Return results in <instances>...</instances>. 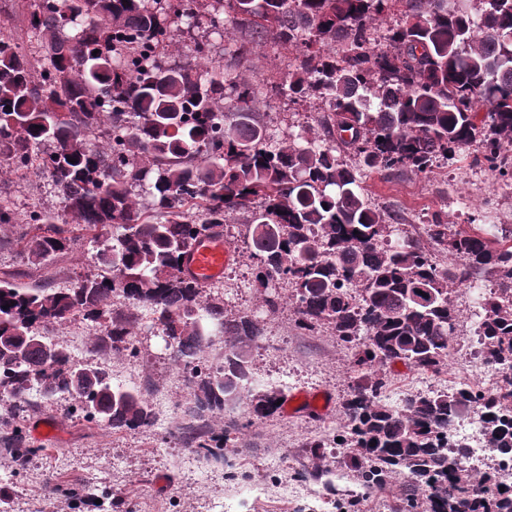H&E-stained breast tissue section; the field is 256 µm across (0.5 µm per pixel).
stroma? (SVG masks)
<instances>
[{"label":"stroma","mask_w":512,"mask_h":512,"mask_svg":"<svg viewBox=\"0 0 512 512\" xmlns=\"http://www.w3.org/2000/svg\"><path fill=\"white\" fill-rule=\"evenodd\" d=\"M171 35L162 52L166 63L191 61L195 42L204 39L213 45L215 60L233 65L257 85L277 76L295 57L294 51L271 40L237 55L243 33L229 23L217 31L203 22L191 25L178 20ZM257 108L275 137L288 124L299 135H314L320 117L328 111L315 97L294 104L284 97L262 95ZM361 186L373 205L386 209L393 223L405 225L415 239L425 240L424 228L435 218L477 232L493 226L499 236L512 238V185L494 177L477 146L428 174L386 177L364 172ZM0 195L13 203L22 224L34 207L55 214L62 210L49 174L36 166L19 174L0 168ZM240 231L237 224L224 227V237L236 247L239 258L214 288L223 293L225 307L262 317L264 334L246 348L251 365L248 388L225 402L218 419L219 424L234 426L229 466L185 472L183 462L190 449L178 429L195 383L190 369L171 358L167 338L150 311L139 312L132 353H92L95 327L79 318L50 330L59 341L78 339L74 362L104 364L114 383L149 389L151 405L166 406L168 413L150 430L115 432L104 422L87 420L69 395L40 399L37 412L21 414L18 420L36 450L27 465L20 469L12 464L0 442V489L9 494V512H274L283 504L288 512H393L397 503L393 490L381 493V506L371 507L353 473L336 464L337 449L330 444L344 425L341 405L354 376L352 350L326 329L300 330L288 286L279 289L277 313L265 315L263 296L252 285V264ZM112 236L109 229L98 239L85 236L71 250L51 256L47 267L55 287L67 288L81 276L100 272L99 252ZM271 389L287 399L303 391L320 392L330 407L318 418L280 410L256 416L253 395ZM41 423L54 428L53 437H34L33 430ZM319 439L328 442L324 450L328 469L301 475L307 444ZM104 494L109 497L105 503L100 500Z\"/></svg>","instance_id":"1"}]
</instances>
